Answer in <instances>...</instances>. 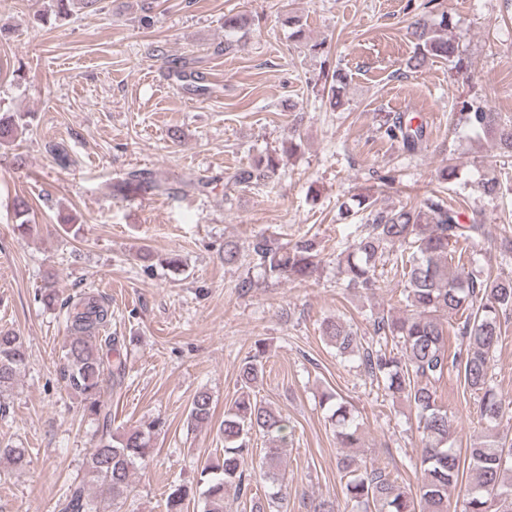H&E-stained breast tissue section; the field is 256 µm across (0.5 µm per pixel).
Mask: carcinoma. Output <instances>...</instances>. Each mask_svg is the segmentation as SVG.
I'll return each mask as SVG.
<instances>
[{
  "label": "carcinoma",
  "mask_w": 512,
  "mask_h": 512,
  "mask_svg": "<svg viewBox=\"0 0 512 512\" xmlns=\"http://www.w3.org/2000/svg\"><path fill=\"white\" fill-rule=\"evenodd\" d=\"M100 0H52L58 15L70 8L99 10ZM453 18L438 0H426L424 16L410 32L413 55L407 68L419 69L433 59L463 68L458 43L448 37ZM348 77L341 69L332 72L328 97L338 103ZM416 116L394 112L380 120L379 132L393 145L410 155L427 148L426 124ZM454 129L474 138L493 139L502 154L512 157V115L494 111L474 99L455 103L451 113ZM17 117L0 115V147L11 144L19 135ZM283 158L269 155L257 164L242 167L227 178L225 189L257 183L275 174ZM482 195L494 198L504 190L496 176L485 175L477 182ZM163 194L171 188L153 182L141 171L112 184V195L128 197L142 189ZM345 217L360 220L357 233L336 254L342 286L355 293H370L377 288L378 266L391 250L400 251L404 280L402 315H382L374 320L378 347L359 350L351 326L340 320L321 324L323 339L342 358L360 355L368 376L383 385L394 398L406 400L414 409L421 445L417 491L412 493L398 479L380 468L345 454L337 466L345 478V496L356 512H450L449 489L457 486L460 472L468 470L472 481L463 495L461 512H512V442L496 432L500 420L512 407L489 384L491 358L502 336L506 335L512 314V277L486 274L467 266L470 251L488 240L484 212L471 209L466 214L437 196L424 197L416 206L378 210L368 196H359L340 205ZM251 256L270 280L294 278L306 282L320 268L321 258L315 237L303 235L295 242L280 243L261 236L251 243ZM244 254L234 242L224 243V266L242 264ZM66 309V328L70 333L62 375L67 385L83 396L84 411L98 424L100 437L90 453L88 473L101 494L117 501L124 497L137 466L153 459V426L132 428L112 434V414L101 400L103 383L125 373L124 364L104 360L103 346L115 339L108 333L112 310L99 295L84 292L62 303ZM400 347V352L388 345ZM266 343L255 344V352L238 367L241 393L224 411L219 432L224 435L220 459L201 471L203 512H226V493L232 488L246 492L250 482L265 484L266 502H255V512H268L282 495L281 448L277 444L286 428L280 412L251 396L252 387L263 376ZM27 360L26 349L17 334L0 330V418L9 413L7 402L17 373ZM463 378L464 385L478 397L481 419L489 435L465 452L454 448L448 410L437 401L436 384L451 374ZM336 423V445L357 448L360 424L337 393L326 396ZM212 398L198 392L188 409V423L198 427L211 422ZM261 434L269 447L258 465L248 469L251 437ZM186 488L178 486L168 493L166 512H184ZM58 512H97L95 500L85 493L82 483L71 484L57 504Z\"/></svg>",
  "instance_id": "carcinoma-1"
}]
</instances>
